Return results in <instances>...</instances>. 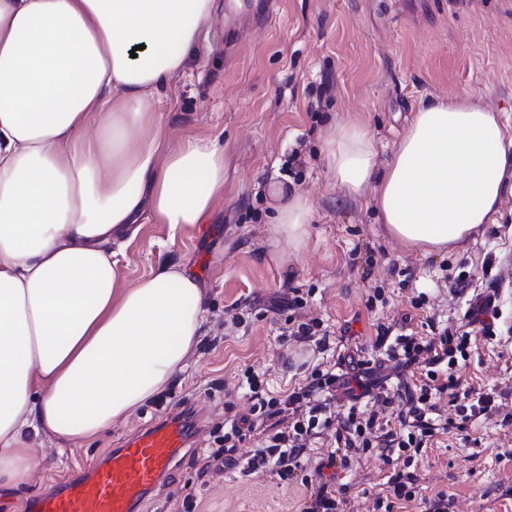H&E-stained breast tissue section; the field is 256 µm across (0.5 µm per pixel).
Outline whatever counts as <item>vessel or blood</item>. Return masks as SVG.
<instances>
[{
    "instance_id": "obj_1",
    "label": "vessel or blood",
    "mask_w": 512,
    "mask_h": 512,
    "mask_svg": "<svg viewBox=\"0 0 512 512\" xmlns=\"http://www.w3.org/2000/svg\"><path fill=\"white\" fill-rule=\"evenodd\" d=\"M185 417L169 415L127 439L98 466L33 503L35 512H137L189 445Z\"/></svg>"
}]
</instances>
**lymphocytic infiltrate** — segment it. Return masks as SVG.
Returning <instances> with one entry per match:
<instances>
[{
  "label": "lymphocytic infiltrate",
  "instance_id": "1",
  "mask_svg": "<svg viewBox=\"0 0 512 512\" xmlns=\"http://www.w3.org/2000/svg\"><path fill=\"white\" fill-rule=\"evenodd\" d=\"M499 317V310L486 301L470 308L467 328L459 334L435 328L429 337L418 339L393 335L391 327L380 326L376 344L386 347L389 361L406 369L419 367L423 377L420 383L377 396V409L367 413L355 406L344 413L336 412L328 396L336 382L333 371L314 369L303 386L282 398L267 394L255 372L244 371L241 386L251 401L250 411L225 420L223 433L214 435L205 450L206 464L200 478H207L211 463L219 461L246 475L269 470L280 479L305 487L300 512H344V498L320 480L324 469L347 468L354 459L371 452L386 458L397 455L404 459V470L389 475L372 504V512H395L396 505L415 498L420 477L412 469L414 460L443 429L435 416L436 395L448 394L463 423L501 411L505 393L465 388L452 376L442 383L436 371L443 363L453 368L468 361L477 337L495 336ZM383 409L389 410L388 418H380ZM283 415L288 418L285 428L269 434L248 458H238L247 433ZM331 428L336 431L335 449L315 465L313 474H302V459L311 441Z\"/></svg>",
  "mask_w": 512,
  "mask_h": 512
}]
</instances>
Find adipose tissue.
I'll return each instance as SVG.
<instances>
[{"mask_svg": "<svg viewBox=\"0 0 512 512\" xmlns=\"http://www.w3.org/2000/svg\"><path fill=\"white\" fill-rule=\"evenodd\" d=\"M217 0H0V491L47 434L103 435L183 370L204 323L197 280L166 265L134 285L119 257L143 218L171 233L224 195L217 139L173 138L171 80L211 49ZM337 188L374 190L389 234L430 255L498 223L512 121L471 96L412 113L390 163L350 122L324 140ZM314 219L293 192L273 232L299 252Z\"/></svg>", "mask_w": 512, "mask_h": 512, "instance_id": "ef3b65f1", "label": "adipose tissue"}]
</instances>
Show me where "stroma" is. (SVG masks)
I'll use <instances>...</instances> for the list:
<instances>
[{"instance_id":"stroma-1","label":"stroma","mask_w":512,"mask_h":512,"mask_svg":"<svg viewBox=\"0 0 512 512\" xmlns=\"http://www.w3.org/2000/svg\"><path fill=\"white\" fill-rule=\"evenodd\" d=\"M245 36L224 50V21L216 19L212 50L175 77L164 114L174 135L219 138L224 146V198L206 223L170 237L165 225H140L120 257L126 284L166 264H184L199 280L206 308L203 336L188 366L156 396L102 436L82 445L40 436V466L0 512H28L37 497L101 463L112 449L155 417L193 408L198 429L169 480L138 512H298L301 487L269 471L247 476L214 465L208 485L197 478L215 424L246 414L239 387L245 369L264 376L269 391L288 394L314 368L345 373V360L375 358L379 325L426 335L428 320L464 324L470 305L484 301L490 278L512 282V200L500 223L481 225L461 246L423 255L394 240L381 224L371 194L350 197L336 186L323 153L332 127L366 126L385 167L411 113L436 97L469 93L512 115V0H278L270 18L240 19ZM282 194L305 192L314 220L305 245H288L271 232ZM373 251L365 270L357 245ZM468 275L455 292L451 277ZM383 301L367 306L376 286ZM301 294L306 305L292 311ZM423 297L421 307L412 300ZM244 315V325L234 318ZM322 319L329 347H300L285 337L289 321ZM462 383L512 389V343L478 338ZM399 460L366 455L338 470L348 512H368L386 474ZM415 467L424 481L406 512L445 491L455 512H512V422L478 418L464 430L434 437Z\"/></svg>"}]
</instances>
